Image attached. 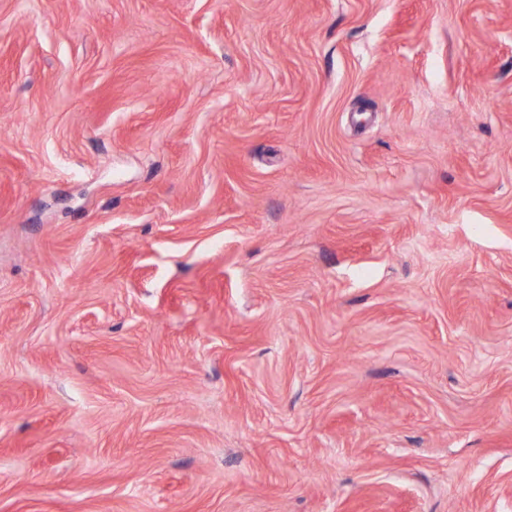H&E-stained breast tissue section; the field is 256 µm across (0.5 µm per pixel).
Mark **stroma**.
<instances>
[{"label":"stroma","mask_w":512,"mask_h":512,"mask_svg":"<svg viewBox=\"0 0 512 512\" xmlns=\"http://www.w3.org/2000/svg\"><path fill=\"white\" fill-rule=\"evenodd\" d=\"M0 512H512V0H0Z\"/></svg>","instance_id":"1"}]
</instances>
